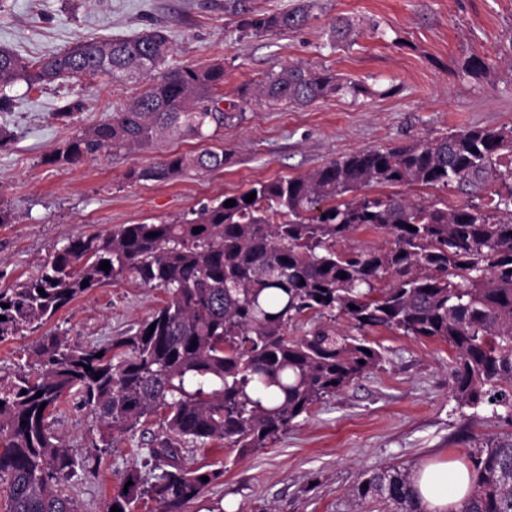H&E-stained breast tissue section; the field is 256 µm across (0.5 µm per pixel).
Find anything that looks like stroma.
I'll use <instances>...</instances> for the list:
<instances>
[{"label":"stroma","instance_id":"1","mask_svg":"<svg viewBox=\"0 0 512 512\" xmlns=\"http://www.w3.org/2000/svg\"><path fill=\"white\" fill-rule=\"evenodd\" d=\"M301 0H0V47L36 59L80 40L129 37L160 27L173 52L166 68L224 61V126L209 139L173 134L143 149H115L65 170L43 156L74 129L103 121L142 92L136 83L69 79L27 91L17 83L0 106V126L15 135L0 150V204L16 220L0 224V290L19 287L72 239L105 234L121 224L159 223L250 184L310 173L364 148H394L469 128L512 127V0H311L297 29L253 33L246 19L293 9ZM348 19L346 40L329 47L336 19ZM486 63L462 70L470 55ZM291 63L329 70L357 83L304 106L241 98L242 86ZM86 108L73 126L53 117L73 100ZM223 150L224 167L166 181L128 180L173 153ZM495 177L478 185L399 187L416 202L451 208L484 203ZM166 299L163 289L132 277L82 295L40 329L0 342V376L13 377L42 336L72 346H107L133 333ZM370 341L379 366L309 414L267 447L240 454L222 441L185 443L182 463L222 470V477L183 512H387L356 503L352 490L375 467L467 462L474 444L512 439V422L491 405L460 407L452 393L447 344L379 329ZM51 432L85 457L66 479L78 512H106L131 464L153 471L147 450L166 433L157 413L135 432L101 442L98 421L80 396H66Z\"/></svg>","mask_w":512,"mask_h":512}]
</instances>
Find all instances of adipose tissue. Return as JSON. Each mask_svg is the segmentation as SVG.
<instances>
[{"label": "adipose tissue", "instance_id": "adipose-tissue-1", "mask_svg": "<svg viewBox=\"0 0 512 512\" xmlns=\"http://www.w3.org/2000/svg\"><path fill=\"white\" fill-rule=\"evenodd\" d=\"M471 484L469 470L457 462L422 466L416 480L426 512H457Z\"/></svg>", "mask_w": 512, "mask_h": 512}]
</instances>
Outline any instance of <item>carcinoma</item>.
<instances>
[{
	"instance_id": "cac0c4a2",
	"label": "carcinoma",
	"mask_w": 512,
	"mask_h": 512,
	"mask_svg": "<svg viewBox=\"0 0 512 512\" xmlns=\"http://www.w3.org/2000/svg\"><path fill=\"white\" fill-rule=\"evenodd\" d=\"M309 9L301 4L243 26L256 33L286 30L303 24ZM171 52L160 28L78 41L37 60L0 48V101L7 100L2 90L18 81L29 91L82 77L145 84L102 123L75 131L44 155L43 163L58 168L114 148L146 146L169 133L207 138L210 127L224 124L216 94L224 64L163 72ZM350 90L356 86L327 70L292 64L241 93L288 106ZM82 107L73 100L54 117L70 125ZM503 151L512 154L511 127L356 150L306 175L255 182L171 222L123 224L71 240L32 279L0 291V342L39 329L77 297L127 275L168 295L133 334L110 346L72 347L53 333L34 351L36 374L22 370L0 379L5 512H78L62 487L78 464L76 451L49 429V417L71 392L96 415L104 443L166 412L167 435L149 451L165 469L151 481L135 464L126 469L110 506L134 512L148 497L161 512H182L224 475L222 469L184 468L182 441L219 439L243 454L266 447L313 405L380 363L381 353L367 339L377 328L447 344L457 403H488L512 421V165L498 171L501 188L492 206L450 209L399 194H365L392 185L473 184ZM222 168V151L175 153L127 178L168 181L188 170ZM252 192L256 197L246 201ZM230 199L235 205L224 206ZM361 228L385 230L391 245H350V235ZM103 261L110 269L100 268ZM386 275L390 280L381 288ZM310 312L319 323L302 336L288 335L293 319ZM340 316L349 330L336 325ZM468 458L475 478L456 512H512V441L481 443ZM353 495L390 503L394 512H425L415 473L397 465L366 474Z\"/></svg>"
}]
</instances>
